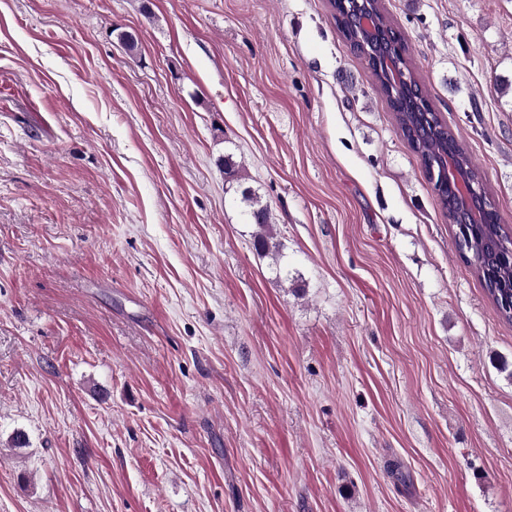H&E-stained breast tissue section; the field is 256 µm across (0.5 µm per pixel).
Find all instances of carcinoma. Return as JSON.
<instances>
[{
    "label": "carcinoma",
    "mask_w": 512,
    "mask_h": 512,
    "mask_svg": "<svg viewBox=\"0 0 512 512\" xmlns=\"http://www.w3.org/2000/svg\"><path fill=\"white\" fill-rule=\"evenodd\" d=\"M332 17L339 14L348 16L344 21H336L343 39L365 61L377 89L383 95L394 113L396 124L404 139L417 154L426 172L440 173V168H448V157H453L461 179L468 183L485 186L482 172L462 143L455 137L448 125L440 118L426 95H418L419 82L415 88L397 89L390 85L395 80L392 71H379L375 56L383 52L378 38H369L358 28L352 15L359 9H370L373 26L377 33L392 29L380 0H333L330 4ZM224 169V178L236 186L240 202L246 207L250 223L256 226L253 247L263 256H272L277 261L283 256V245L274 241L271 233L272 212L268 203L252 187L246 185L240 163L234 154L226 153L219 159ZM456 242L459 252L474 273L485 284L488 298L499 316L512 323V309L504 307L502 293L512 290V234L500 224L499 216L479 212V219L470 226L456 225Z\"/></svg>",
    "instance_id": "1"
}]
</instances>
